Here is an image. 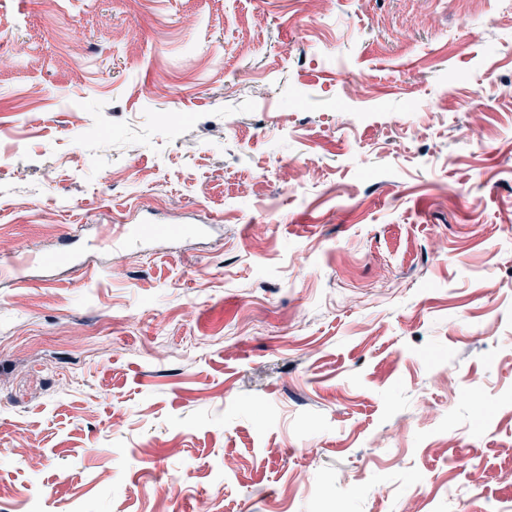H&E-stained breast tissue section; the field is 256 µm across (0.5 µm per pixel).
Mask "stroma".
<instances>
[{
  "instance_id": "stroma-1",
  "label": "stroma",
  "mask_w": 512,
  "mask_h": 512,
  "mask_svg": "<svg viewBox=\"0 0 512 512\" xmlns=\"http://www.w3.org/2000/svg\"><path fill=\"white\" fill-rule=\"evenodd\" d=\"M0 19V512H512V0ZM141 233L140 229L129 227L126 224L118 226L109 224L101 231L100 242L112 250L113 254L120 253L136 242ZM75 230L62 237L61 247L57 255L45 257L40 252H14L6 264L0 265L1 283L6 279L27 278L30 271L35 268L51 269L59 260L72 255V245L83 238V231Z\"/></svg>"
}]
</instances>
